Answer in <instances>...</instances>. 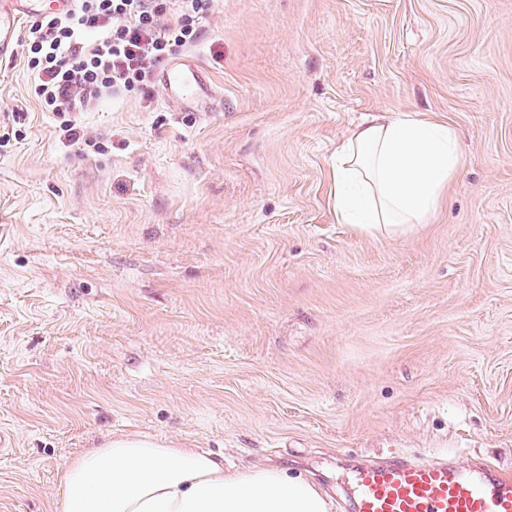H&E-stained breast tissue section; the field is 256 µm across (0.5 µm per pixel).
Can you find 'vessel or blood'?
Listing matches in <instances>:
<instances>
[{"mask_svg":"<svg viewBox=\"0 0 512 512\" xmlns=\"http://www.w3.org/2000/svg\"><path fill=\"white\" fill-rule=\"evenodd\" d=\"M72 0H0V63L16 52L21 19L61 12ZM169 100L196 98L204 83L197 66L174 65L159 77ZM351 512H512V472L482 467L462 471L447 460L414 461L394 455L358 467Z\"/></svg>","mask_w":512,"mask_h":512,"instance_id":"obj_1","label":"vessel or blood"}]
</instances>
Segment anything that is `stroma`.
<instances>
[{
  "label": "stroma",
  "mask_w": 512,
  "mask_h": 512,
  "mask_svg": "<svg viewBox=\"0 0 512 512\" xmlns=\"http://www.w3.org/2000/svg\"><path fill=\"white\" fill-rule=\"evenodd\" d=\"M213 90L102 100L62 143L0 64V512L149 435L275 464L349 512L359 461L512 471V0H218ZM461 134L429 223H338L332 155L372 113Z\"/></svg>",
  "instance_id": "1"
}]
</instances>
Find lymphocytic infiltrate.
Masks as SVG:
<instances>
[{
  "instance_id": "obj_1",
  "label": "lymphocytic infiltrate",
  "mask_w": 512,
  "mask_h": 512,
  "mask_svg": "<svg viewBox=\"0 0 512 512\" xmlns=\"http://www.w3.org/2000/svg\"><path fill=\"white\" fill-rule=\"evenodd\" d=\"M215 0H75L34 20L21 41L31 95L59 118L66 142L84 141L77 113L102 98L149 86L176 49L194 46Z\"/></svg>"
}]
</instances>
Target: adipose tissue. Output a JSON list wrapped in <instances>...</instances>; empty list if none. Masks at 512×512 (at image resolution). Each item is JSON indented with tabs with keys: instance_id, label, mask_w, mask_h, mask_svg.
<instances>
[{
	"instance_id": "adipose-tissue-1",
	"label": "adipose tissue",
	"mask_w": 512,
	"mask_h": 512,
	"mask_svg": "<svg viewBox=\"0 0 512 512\" xmlns=\"http://www.w3.org/2000/svg\"><path fill=\"white\" fill-rule=\"evenodd\" d=\"M457 131L408 114L372 116L333 159L336 214L360 230L425 224L457 175ZM315 482L276 465L236 470L198 448L120 436L69 461L56 512H331Z\"/></svg>"
}]
</instances>
